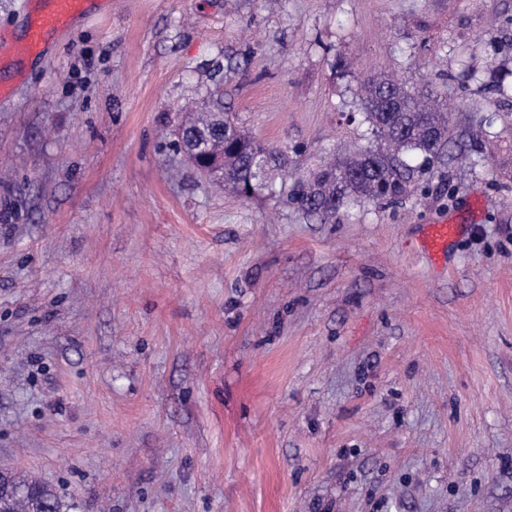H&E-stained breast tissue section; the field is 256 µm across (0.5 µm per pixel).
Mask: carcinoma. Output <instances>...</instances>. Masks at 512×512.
Instances as JSON below:
<instances>
[{
  "mask_svg": "<svg viewBox=\"0 0 512 512\" xmlns=\"http://www.w3.org/2000/svg\"><path fill=\"white\" fill-rule=\"evenodd\" d=\"M223 109L221 96L209 90L198 109L179 123L193 156L224 154V172L211 181L256 190L288 175L286 160L241 130ZM359 110L372 141L331 158L313 180L295 178L289 203L321 217L350 202L395 203L424 174L408 159L419 155L431 161L446 143V105L403 79L384 72L363 79ZM0 512H62V507L50 486L1 472Z\"/></svg>",
  "mask_w": 512,
  "mask_h": 512,
  "instance_id": "carcinoma-1",
  "label": "carcinoma"
}]
</instances>
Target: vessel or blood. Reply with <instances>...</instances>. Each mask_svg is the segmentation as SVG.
Here are the masks:
<instances>
[{
  "mask_svg": "<svg viewBox=\"0 0 512 512\" xmlns=\"http://www.w3.org/2000/svg\"><path fill=\"white\" fill-rule=\"evenodd\" d=\"M31 7L24 18V34L14 42L0 38V68L28 57L40 56L54 36L68 27L88 5V0H30ZM460 231L456 224H434L426 248L431 252L446 250Z\"/></svg>",
  "mask_w": 512,
  "mask_h": 512,
  "instance_id": "obj_1",
  "label": "vessel or blood"
}]
</instances>
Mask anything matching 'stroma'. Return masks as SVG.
<instances>
[{
	"mask_svg": "<svg viewBox=\"0 0 512 512\" xmlns=\"http://www.w3.org/2000/svg\"><path fill=\"white\" fill-rule=\"evenodd\" d=\"M20 67L0 471L63 512H512V0H92ZM218 68L304 175L366 143L373 73L445 99L448 140L394 204L244 197L173 149ZM460 231L458 224H431L426 244L428 252H440L448 248V242L452 241Z\"/></svg>",
	"mask_w": 512,
	"mask_h": 512,
	"instance_id": "obj_1",
	"label": "stroma"
}]
</instances>
